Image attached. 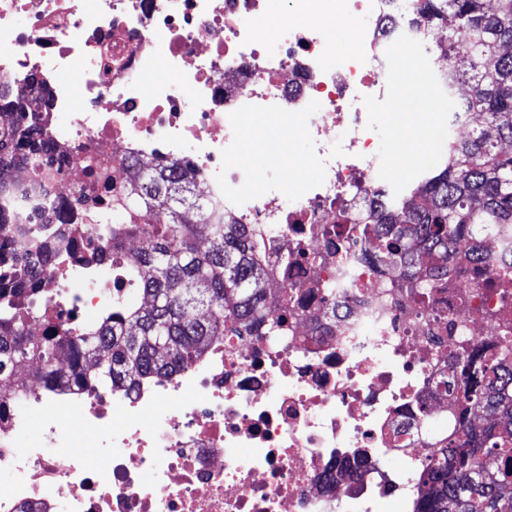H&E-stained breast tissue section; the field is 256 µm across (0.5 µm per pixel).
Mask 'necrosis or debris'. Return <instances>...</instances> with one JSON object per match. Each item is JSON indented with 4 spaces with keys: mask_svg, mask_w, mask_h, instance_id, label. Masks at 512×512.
<instances>
[{
    "mask_svg": "<svg viewBox=\"0 0 512 512\" xmlns=\"http://www.w3.org/2000/svg\"><path fill=\"white\" fill-rule=\"evenodd\" d=\"M326 1L300 15L291 0H0V88L38 105L46 139L4 185L43 243H75L41 273L33 328L111 312L112 240L94 227L118 219L134 161L194 169L213 219L293 253L284 286L302 301L287 341L225 337L131 394L50 389L26 368L0 422V512H412L454 431L446 381L512 329V300L486 285L512 272V229L487 235L481 280L427 308L337 256V199L368 203L397 166L368 116L389 112L398 49L437 68L407 23L415 0ZM332 14L357 29L356 53L336 57ZM257 118L304 132L315 179L240 161Z\"/></svg>",
    "mask_w": 512,
    "mask_h": 512,
    "instance_id": "4bbe7bcc",
    "label": "necrosis or debris"
}]
</instances>
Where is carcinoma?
<instances>
[{
  "instance_id": "obj_1",
  "label": "carcinoma",
  "mask_w": 512,
  "mask_h": 512,
  "mask_svg": "<svg viewBox=\"0 0 512 512\" xmlns=\"http://www.w3.org/2000/svg\"><path fill=\"white\" fill-rule=\"evenodd\" d=\"M409 22L422 27L424 41L451 27L464 42L461 61L453 39L426 50L438 56L443 88L457 95L451 123L475 121L471 134L448 140L442 165L414 187L378 192L377 207L354 218L348 242L375 272H396L389 287L405 288L418 304L432 289L448 287V257L458 242L491 224L512 225V0H416ZM5 108L18 114L0 125V164L36 153L44 132L34 108L23 102ZM131 194L119 193L126 223L97 224L112 235L113 288L138 287L150 300L131 306L119 294L112 314L92 331L67 324L36 335L17 313L16 300L36 294L40 279L28 261L45 251L39 239L15 221L12 204L0 200V413L23 393L11 385L16 370L40 364L48 387L120 388L148 375L162 376L187 365L221 336L288 335V306L267 307L281 294L293 261L278 254L269 265V244L249 224H216L195 196V175L176 166H130ZM156 211L164 224H146ZM141 246L130 258L126 237ZM512 338L499 339L490 360L480 355L463 367L470 389L466 408L451 416L462 429L469 416L485 412L495 428L477 443L449 442L422 472L426 491L415 512H512Z\"/></svg>"
}]
</instances>
